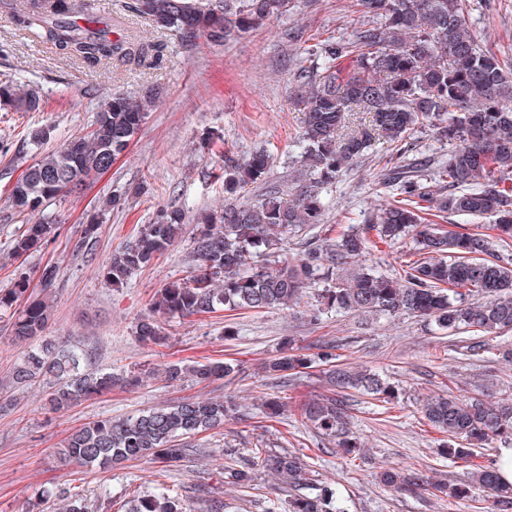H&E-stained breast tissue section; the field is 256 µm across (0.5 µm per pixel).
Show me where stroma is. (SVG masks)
Wrapping results in <instances>:
<instances>
[{
  "label": "stroma",
  "instance_id": "35a3bbf8",
  "mask_svg": "<svg viewBox=\"0 0 512 512\" xmlns=\"http://www.w3.org/2000/svg\"><path fill=\"white\" fill-rule=\"evenodd\" d=\"M125 3L94 0V9L108 19L124 17L130 34L161 44L157 57L144 66L87 68L0 13V75L14 77L20 88L39 89L46 101L42 112H0V290L27 276L34 294L46 291L53 299L46 338H79L89 353V368L141 380L68 411L50 412L48 383L6 384L22 347L13 342L9 316L1 312L0 401L8 406L0 411V512H60L63 491L87 499L94 512H125L129 500L154 492L161 483L190 512H201L192 493L199 482L223 501L224 512H268L272 506L288 512L294 488L260 466L252 467L248 489L224 482L225 466L251 459L257 448L305 455L309 487L336 484L347 512H492V500L482 491L460 500L428 493L405 496L384 485L380 474L398 467L436 481L467 480L468 465L441 454L442 436L423 419L420 403L450 391L510 399L512 363L473 359L462 342L407 316L365 325L350 314H331L313 324L296 310L220 311L162 318L163 340L142 342L137 328L152 318L157 292L190 271L191 223L157 261L133 273L122 287H112L100 274L102 263L149 223L158 207L186 205L200 211L223 204L224 188L210 176L221 152L243 156L265 148L273 157L271 182L299 170L293 142L302 114L291 94L303 50L317 39L351 36L358 19L355 0H291L285 16L224 45L154 31L127 14ZM470 23L479 43L511 66L512 0H474ZM115 92L153 93L159 102L107 173L51 206L56 231L48 243L13 259L11 247L21 225L3 217L14 183L43 150L84 135ZM35 127L50 131L44 147L29 140ZM378 172L372 152L344 171L326 191L330 206L324 226L340 231L385 203ZM93 215L101 222L99 234L80 245L82 226ZM48 264L56 267L57 279L46 288L40 273ZM289 337L310 355L323 343H334L350 367L380 373L398 389L391 406L356 390L343 392L350 427L362 442L359 452L345 454L300 417L301 403L330 391L321 369L285 383L265 373V362ZM177 361L223 362L233 371L208 384L190 377L173 384L165 380L163 368ZM227 395L236 397L239 415L190 438L193 452L174 470L159 461H130L109 470L65 469L57 461L69 433L86 423L122 419L187 397ZM271 398L281 404L275 421L266 416Z\"/></svg>",
  "mask_w": 512,
  "mask_h": 512
}]
</instances>
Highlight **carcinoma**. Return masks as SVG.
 <instances>
[{"instance_id": "carcinoma-1", "label": "carcinoma", "mask_w": 512, "mask_h": 512, "mask_svg": "<svg viewBox=\"0 0 512 512\" xmlns=\"http://www.w3.org/2000/svg\"><path fill=\"white\" fill-rule=\"evenodd\" d=\"M289 0H131L130 12L157 31L176 30L186 38L202 35L227 43L288 12ZM360 20L349 40L329 37L308 49L314 65L298 75L297 106L302 131L295 143L306 173L296 182L267 184L256 203H243L249 186L262 183L271 155L257 150L245 160L221 155L224 207L202 213L194 240L190 275L161 289L157 311L190 317L228 311L298 307L316 322L335 310L363 316H412L448 333H465L467 352L512 361V345L489 343L486 336L512 330V258L498 247L512 239V73L496 54L478 44L470 27L471 0H357ZM62 54L89 68L114 60L138 66L157 53L151 41H135L96 15L83 0H0V10ZM156 99L114 94L94 127L64 147L49 151L29 166L11 194V211L22 219L13 251L21 256L41 247L53 226L44 210L106 173L125 154ZM0 106L15 112H40L42 99L33 88L0 82ZM359 113L369 115L364 122ZM428 124L441 141L453 146L442 162L402 163L410 135ZM387 144L379 184L389 200L362 224H349L309 244L298 259L284 248L288 234L322 223L327 203L323 190L336 183L353 161L374 142ZM457 213L485 220L492 233L470 228L443 230L423 223L427 211ZM190 219L182 208H161L153 223L101 266L103 279L122 285L135 271L151 265ZM410 239L415 259L396 274L380 273L368 263L369 245L400 244ZM29 281L18 278L0 291V310L27 295ZM49 321L48 303L33 301L12 322L21 342L41 337ZM328 346L320 360L333 364L332 386L357 389L388 402L391 384L376 373L354 372L335 363ZM86 353L44 339L27 350L11 371V382L26 386L53 383L48 403L55 412L112 390V373L89 372ZM312 360L288 344L266 366L281 377L311 368ZM221 362L165 365V378L176 382L192 375L197 383L227 376ZM421 413L448 443L441 449L452 461L473 468L468 483H429L418 473H382L384 483L403 494L432 488L450 499L487 492L498 512H512V485L499 482L495 464H481V449L512 439V400L487 402L476 396L427 398ZM239 414L231 397H192L168 407L120 420L90 422L72 431L59 450L66 464L111 468L127 461L177 463L188 452L182 437L212 430ZM302 420L351 454L360 448L350 430L344 402L331 395L300 407ZM260 465L278 480L297 487L307 464L287 450L258 452ZM251 473L229 467L224 483L246 488ZM130 512H188L179 498L159 486L139 497ZM288 512H345L335 486L296 494Z\"/></svg>"}]
</instances>
